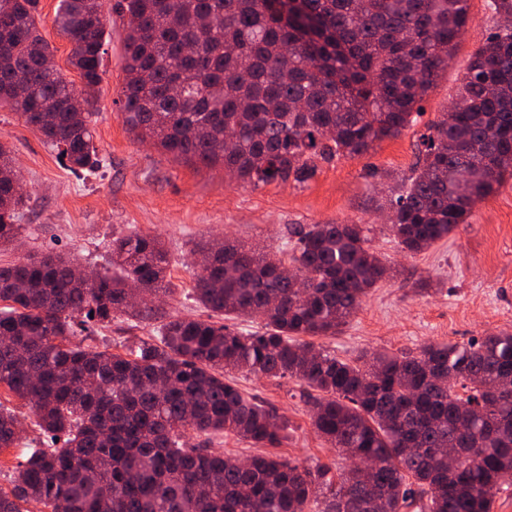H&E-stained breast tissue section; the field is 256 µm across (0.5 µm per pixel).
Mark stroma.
Returning a JSON list of instances; mask_svg holds the SVG:
<instances>
[{
	"label": "stroma",
	"mask_w": 512,
	"mask_h": 512,
	"mask_svg": "<svg viewBox=\"0 0 512 512\" xmlns=\"http://www.w3.org/2000/svg\"><path fill=\"white\" fill-rule=\"evenodd\" d=\"M487 0H470V21L447 70L420 103L414 126L377 143L368 154L320 163L306 183L237 182L223 165H193L140 142L127 130L119 95L124 82L125 17L113 15L112 33L103 46V82L92 106L94 144L101 165L72 172L42 135L9 109H0V142L14 150L25 197L22 229L15 247L0 249V265L47 253L64 254L89 271L108 266L113 237H158L169 258L165 285L155 304L168 316L209 319L191 297L195 245L225 240L259 252L289 257L293 230L308 224L366 225L371 248L398 270L381 281L359 311L324 347L342 359L360 351L416 350L427 341L465 342L500 331L512 333V177L473 207L468 223L420 254L402 252L378 202L407 178L418 159V138L447 112L475 48L498 26ZM58 0H40L38 29L54 52L56 67L70 80L71 44L54 24ZM158 322L124 317L101 325L88 323L77 339L124 352L137 339L156 338ZM236 379L245 392L275 405L288 417L280 455L303 465L349 462L315 433L297 386L287 379ZM9 408L24 416L16 447L0 452V488L39 433L22 401Z\"/></svg>",
	"instance_id": "obj_1"
}]
</instances>
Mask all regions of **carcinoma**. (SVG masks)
Listing matches in <instances>:
<instances>
[{
  "instance_id": "obj_1",
  "label": "carcinoma",
  "mask_w": 512,
  "mask_h": 512,
  "mask_svg": "<svg viewBox=\"0 0 512 512\" xmlns=\"http://www.w3.org/2000/svg\"><path fill=\"white\" fill-rule=\"evenodd\" d=\"M40 0H0V109L16 112L73 171L100 160L88 104L114 11L124 32L123 121L136 138L186 162L221 163L242 183H303L318 162L363 156L415 122L453 57L469 0H59L81 85L45 66ZM472 53L452 108L419 138V156L390 196L391 231L415 256L468 223L474 203L512 176V0ZM0 142V246L19 235L23 193ZM363 224L295 230L285 260L206 242L194 251L193 296L216 315L260 321L239 332L168 317L153 305L169 265L162 242L112 238V274L75 278L60 256L0 266V387L24 401L43 436L0 489V512H492L512 484V333L425 342L415 354L316 350L392 267ZM293 267L306 297L285 275ZM164 319L157 342L124 354L72 341L74 318ZM229 372L294 380L317 435L352 460L336 474L276 453L191 448L232 434L282 445L288 419L245 395ZM22 425L0 407V449ZM439 448H459L453 465Z\"/></svg>"
}]
</instances>
